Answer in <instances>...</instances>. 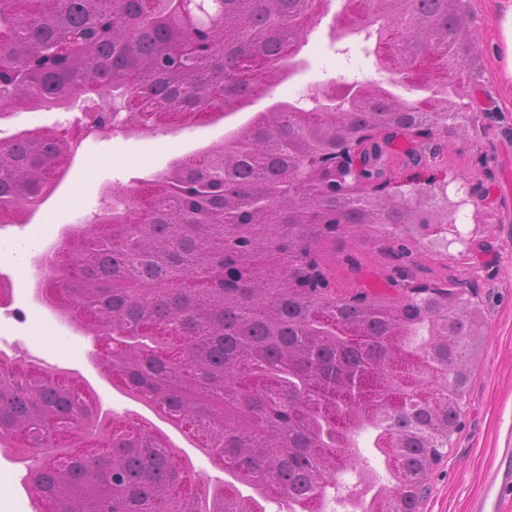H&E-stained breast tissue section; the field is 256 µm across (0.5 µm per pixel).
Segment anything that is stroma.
<instances>
[{
  "instance_id": "stroma-1",
  "label": "stroma",
  "mask_w": 512,
  "mask_h": 512,
  "mask_svg": "<svg viewBox=\"0 0 512 512\" xmlns=\"http://www.w3.org/2000/svg\"><path fill=\"white\" fill-rule=\"evenodd\" d=\"M343 4L344 0H331L328 11L313 19L299 53L301 68L292 78L265 88L253 105L236 114V123H244L253 113L268 111L277 103L309 94L336 75L351 80L361 73L378 71L374 41L357 34L340 41L333 39L332 30ZM466 7L478 34L472 63L473 71L479 74L477 90L493 119L474 134L441 139L439 161L441 166L490 189L493 207L479 210L470 204L461 206L456 228L464 235L481 229L493 250L480 269L460 261L461 246L457 243L451 244L446 254L428 260L431 268L447 269L469 282L485 326L458 431L446 458L428 475L429 493L421 512H470L472 500L482 492L483 475L496 449L512 448V90L505 84L496 0H467ZM80 115L76 107L19 112L0 120V138L26 128L71 129ZM226 131L220 123L177 131L161 129L149 136H81L72 166L56 193L26 227L0 229V239L21 240L36 231L45 238L58 239L64 226L88 223L95 212L108 205L104 194L107 184L129 185L149 178L184 153L219 140ZM335 248L338 293H347L356 278L369 288H384L382 273L390 262L377 252L373 241L357 242L355 249L363 267L356 277L345 260L352 248L341 242ZM4 316L0 310V337L9 339L10 351L39 358L57 352L97 389L104 407L121 414L131 410V403L93 367L90 337L70 332L51 320L31 317L22 324H7ZM24 474L21 465L0 456V486L9 493L8 498L0 497V512H35L32 496L22 484Z\"/></svg>"
}]
</instances>
